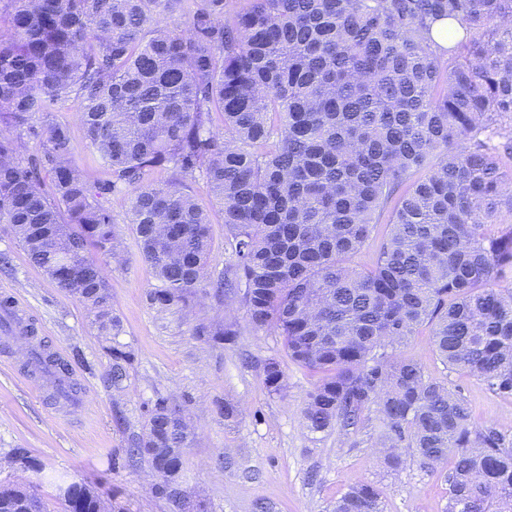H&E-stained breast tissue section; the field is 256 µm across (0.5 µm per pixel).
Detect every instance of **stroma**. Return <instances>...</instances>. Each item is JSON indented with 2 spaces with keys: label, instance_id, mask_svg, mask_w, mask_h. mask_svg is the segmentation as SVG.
<instances>
[{
  "label": "stroma",
  "instance_id": "35a3bbf8",
  "mask_svg": "<svg viewBox=\"0 0 512 512\" xmlns=\"http://www.w3.org/2000/svg\"><path fill=\"white\" fill-rule=\"evenodd\" d=\"M77 113L73 100L57 115L70 126L74 162L89 180L106 181L110 172L88 147ZM191 190L211 211L208 269L216 277L230 256L223 217L203 181L192 182ZM112 216L123 259L103 262L112 312L121 322L111 338L99 336L84 304L49 280L11 225L0 223V301H15L27 313L13 333L0 331V457L24 449L45 473L87 482L123 512H174L156 495L149 464L127 462L128 448L141 439L150 411L162 401L195 432L183 451L181 485L207 512H329L358 480L378 485L384 512H444L447 465L425 469L411 458L402 470L388 471L377 446V418L348 435L306 429L301 408L317 374L287 362L281 337L254 328L242 304L225 305L209 287L184 305L150 304L158 282L120 203H113ZM227 320L236 331L231 340L199 332ZM115 348L130 353V360L116 361ZM34 350L66 364L75 396L57 395L54 378L30 364ZM399 353L464 396L477 423L512 432V398L495 394L465 370L445 367L434 354L429 327ZM270 358L284 363V386L277 392L267 388L262 373ZM228 403L236 408L230 419L224 416Z\"/></svg>",
  "mask_w": 512,
  "mask_h": 512
}]
</instances>
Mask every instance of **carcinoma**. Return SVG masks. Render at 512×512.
Segmentation results:
<instances>
[{"label":"carcinoma","mask_w":512,"mask_h":512,"mask_svg":"<svg viewBox=\"0 0 512 512\" xmlns=\"http://www.w3.org/2000/svg\"><path fill=\"white\" fill-rule=\"evenodd\" d=\"M0 35V221L30 261L115 335L101 259L117 256L121 194L144 261L184 305L206 279L211 216L233 261L209 283L250 323L323 373L306 428L349 434L375 410L384 463L451 461L445 512H512V436L396 354L427 324L434 353L512 397V0H10ZM465 33L456 56L439 22ZM111 179L88 181L56 113L71 93ZM40 125L31 124L33 118ZM40 147L23 156L26 139ZM170 173L162 184L158 171ZM50 186H45L43 175ZM378 224L371 265L352 266ZM56 379L66 365L33 353ZM278 391L284 371L263 365ZM129 460L186 448L164 403ZM64 512H114L62 486ZM48 512L34 485H0V512ZM332 512H384L356 481ZM192 192L211 211L213 250L208 260V269L211 274V281L219 275L224 274V265L230 256V249L224 243V224L220 207L210 197L207 187L202 180L190 183Z\"/></svg>","instance_id":"obj_1"}]
</instances>
